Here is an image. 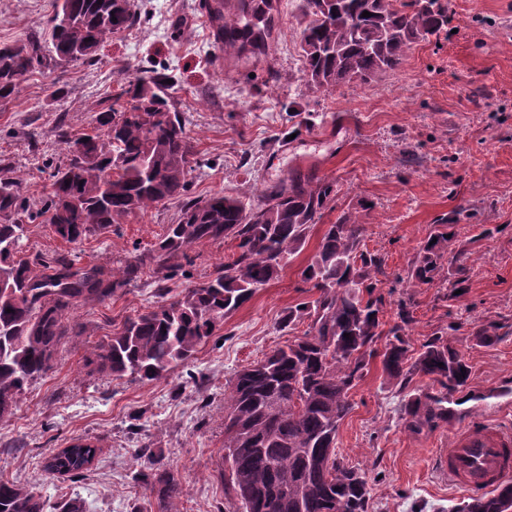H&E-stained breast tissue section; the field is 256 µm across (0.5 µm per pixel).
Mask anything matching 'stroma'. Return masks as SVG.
I'll use <instances>...</instances> for the list:
<instances>
[{"mask_svg":"<svg viewBox=\"0 0 512 512\" xmlns=\"http://www.w3.org/2000/svg\"><path fill=\"white\" fill-rule=\"evenodd\" d=\"M137 2L141 26L108 40L95 65L69 64L59 80L33 73L0 110V159L10 161L23 192L44 196L48 164L66 157L53 135L59 119L75 133L93 132L106 96L142 70L165 69L175 77L171 100L201 161L187 177L188 196H252L297 171L334 182L336 201L305 250L166 378L115 380L83 363L89 342L153 306V283L140 282L111 303L78 307L73 319L86 335L66 339L53 370L0 423V480L35 487L50 503L79 497L84 512H223L217 463L224 453V383L290 340L280 319L311 298L301 271L325 224L347 211L362 221L366 248L384 256L388 287L433 225L459 213L452 249L464 254L469 280L455 296L444 273L412 288L409 337L417 347L442 336L469 362L468 387L486 398L463 405L458 425L512 415V395L501 393L512 388V0H450L449 29L414 45L401 67L328 94L305 84L296 0H279L268 55L231 65L196 0ZM53 4L0 0V43L39 29ZM31 132L40 142L36 155ZM179 209L175 201L149 209L71 249L81 263L111 265L152 248ZM481 224L493 236L478 237ZM230 248L227 241L195 246V264L171 288L202 281ZM487 322L500 324L502 339L482 347L471 332ZM351 396L338 459L366 473L369 512H433L464 499L437 470L450 426L421 434L405 428L380 360L371 361ZM77 440L98 448L81 476L44 472L47 457ZM150 441L163 450L158 469L174 472L181 484L180 494L161 502L133 479L140 468L135 456Z\"/></svg>","mask_w":512,"mask_h":512,"instance_id":"obj_1","label":"stroma"}]
</instances>
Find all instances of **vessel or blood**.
<instances>
[{
	"mask_svg": "<svg viewBox=\"0 0 512 512\" xmlns=\"http://www.w3.org/2000/svg\"><path fill=\"white\" fill-rule=\"evenodd\" d=\"M439 469L450 487L487 495L497 482L512 477V426L490 415L455 429L439 454Z\"/></svg>",
	"mask_w": 512,
	"mask_h": 512,
	"instance_id": "vessel-or-blood-1",
	"label": "vessel or blood"
}]
</instances>
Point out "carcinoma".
<instances>
[{
  "label": "carcinoma",
  "instance_id": "1",
  "mask_svg": "<svg viewBox=\"0 0 512 512\" xmlns=\"http://www.w3.org/2000/svg\"><path fill=\"white\" fill-rule=\"evenodd\" d=\"M277 0H219L203 7L224 61L268 54ZM368 11L371 16L364 17ZM449 0H302L298 47L307 88L330 92L365 83L399 68L413 45L438 34L449 21ZM141 21L135 0H55L41 30L0 45V103L38 70L63 68L62 58L93 63L112 37ZM172 75L146 70L106 98L97 132L73 133L57 123L54 136L66 161L50 173L46 195L34 201L0 165V422L14 414L30 387L54 369L59 346L84 327L70 321L88 304L117 300L149 277L156 301L125 317L89 350L86 362L113 379L155 380L189 362L224 324V318L269 284L304 249L336 184L300 173L257 196L214 192L185 200L179 218L148 252L118 258L111 267L81 265L73 255L27 253V224L43 219L69 244L104 234L126 218L180 198L194 162V146L171 102ZM142 113L159 115L155 121ZM455 220L433 225L409 261L405 276L382 291L385 258L363 248V226L351 212L326 225L302 280L317 297L288 308L285 326L308 322L303 335L238 371L224 384V479L227 512H368L365 474L340 464L337 434L353 409L350 391L364 378L375 346L388 335L382 370L403 394L400 417L415 433L430 432L458 415V407L486 396L466 391L471 368L441 336L412 349L406 327L408 296L391 301L396 286L434 282L448 260L450 287L467 281L462 256L452 255ZM230 240L234 250L204 280L173 291L168 285L193 247ZM396 305L398 322L383 330L381 316ZM496 323L473 327L476 344L500 340ZM349 337H344V334ZM429 379L410 387L414 377ZM85 453L65 448L46 465L50 473L77 474ZM134 480L160 499L179 491L174 473L136 472ZM0 512H83L75 498L53 507L30 487L0 480ZM437 512H512V482L487 496Z\"/></svg>",
  "mask_w": 512,
  "mask_h": 512
}]
</instances>
